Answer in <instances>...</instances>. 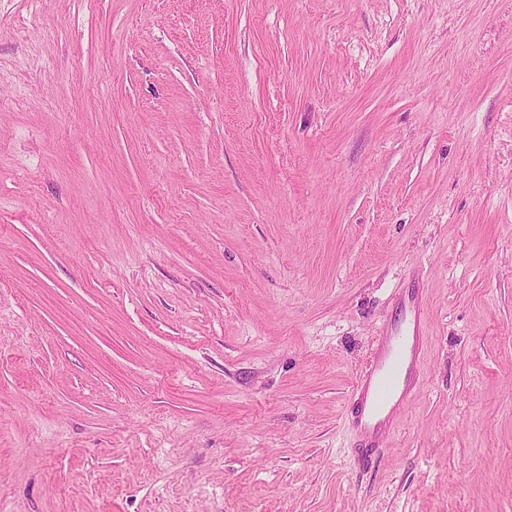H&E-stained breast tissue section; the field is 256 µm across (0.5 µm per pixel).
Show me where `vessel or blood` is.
I'll return each mask as SVG.
<instances>
[{
  "label": "vessel or blood",
  "instance_id": "vessel-or-blood-1",
  "mask_svg": "<svg viewBox=\"0 0 512 512\" xmlns=\"http://www.w3.org/2000/svg\"><path fill=\"white\" fill-rule=\"evenodd\" d=\"M398 313L380 324L369 359L353 383L346 420L359 462L378 457L420 382L426 307L415 288L399 289Z\"/></svg>",
  "mask_w": 512,
  "mask_h": 512
}]
</instances>
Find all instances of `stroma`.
Masks as SVG:
<instances>
[{
	"label": "stroma",
	"mask_w": 512,
	"mask_h": 512,
	"mask_svg": "<svg viewBox=\"0 0 512 512\" xmlns=\"http://www.w3.org/2000/svg\"><path fill=\"white\" fill-rule=\"evenodd\" d=\"M0 512H512V0H0ZM396 305L397 315L380 324L351 391L346 420L361 463L378 457L420 382L426 307L418 288H399Z\"/></svg>",
	"instance_id": "1"
}]
</instances>
